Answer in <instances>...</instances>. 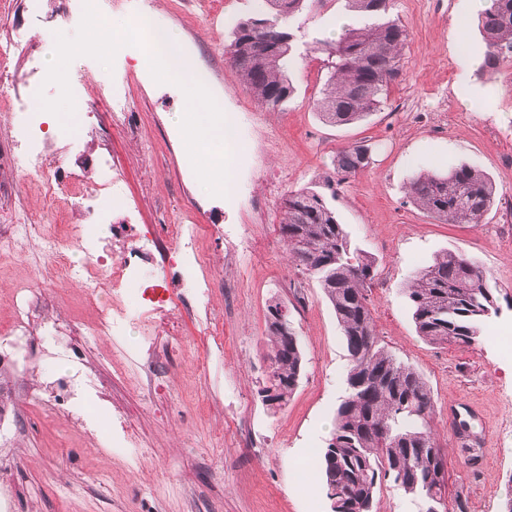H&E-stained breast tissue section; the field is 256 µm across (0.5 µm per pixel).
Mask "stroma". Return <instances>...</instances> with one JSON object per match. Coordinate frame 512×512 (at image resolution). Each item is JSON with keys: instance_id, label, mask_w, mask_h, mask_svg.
Segmentation results:
<instances>
[{"instance_id": "obj_1", "label": "stroma", "mask_w": 512, "mask_h": 512, "mask_svg": "<svg viewBox=\"0 0 512 512\" xmlns=\"http://www.w3.org/2000/svg\"><path fill=\"white\" fill-rule=\"evenodd\" d=\"M258 12V0H99V15L112 25L148 16L175 30L217 104L243 129L244 145L230 165L232 189L210 195L185 161V96L141 68L138 47H123L109 69L90 57L74 59L70 86L94 108L78 145L53 115L46 138L66 177L91 188L110 176L101 203L108 223L128 237L147 228L161 235L169 224L223 225V236L204 237L200 250L224 276L213 291L224 357L209 365V337L183 313L182 346L153 368L161 389L151 393L116 373L107 341L86 339L87 364L110 393L105 402L89 398L90 408L103 423L130 421L150 454L132 469L121 455L94 450L63 413L31 418L12 450L15 467L0 472L16 489L13 512H331L316 465L301 458L328 443L349 356L322 289L289 263L279 222L288 192L323 185L334 175L337 151L354 143L369 148L370 163L337 185L333 205L353 244L377 261L369 297L381 343L431 387L449 497L466 499L468 512H503L512 482V355L499 341L512 334V64L481 71L484 44L470 0H390L389 17L408 33L401 75L363 121L336 126L315 108L328 61L313 44L337 39V18L363 25L366 16L351 12L347 0H305L288 20L295 92L269 110L239 84L225 53L235 23ZM82 14L79 0L65 9L43 0L36 15L27 0L0 8V225L29 224L43 213L39 184L23 175L11 112L35 84L45 98L58 97V86L45 81L47 60L56 33L74 36ZM462 164L488 174L498 192L476 227L438 223L407 195L417 175ZM447 249L476 261L502 295L501 315L465 348L421 339L404 295L413 273ZM32 264L28 253L0 256V324L22 279L45 288L66 319L87 322L105 306L102 298L87 301L77 285H45ZM274 300L288 308L304 368L287 407L273 414L258 390ZM463 420L480 442L471 452L458 430ZM49 465L59 468L53 483L43 476ZM92 472L98 482H86Z\"/></svg>"}]
</instances>
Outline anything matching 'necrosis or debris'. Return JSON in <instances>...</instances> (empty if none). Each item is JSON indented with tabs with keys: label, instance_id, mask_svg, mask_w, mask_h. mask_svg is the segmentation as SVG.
Listing matches in <instances>:
<instances>
[{
	"label": "necrosis or debris",
	"instance_id": "obj_1",
	"mask_svg": "<svg viewBox=\"0 0 512 512\" xmlns=\"http://www.w3.org/2000/svg\"><path fill=\"white\" fill-rule=\"evenodd\" d=\"M38 113L21 115L22 137L27 146L24 171L39 181L45 209L54 212L65 188L61 176L50 173L51 154L46 140L37 139L34 129ZM203 229L198 224H170L165 235L148 231L128 241L120 253H112L90 224H5L0 226V252L13 253L30 239H38L46 278H64L81 285L87 300L105 296L110 304L99 310L91 322L63 320L53 314V305L41 289L26 283L12 290L10 318L0 328V347L12 365L0 371V447H13L22 433V420L11 399L14 392L25 395L34 414L65 412L82 432L99 444L116 445L129 464H140L148 452L134 428L127 423L113 427L98 422L85 407V396L107 400L106 386L90 368L77 342L78 337L98 336L107 340L123 338L129 329L139 332L138 343L124 350L121 364L152 359L159 345L154 317L169 314L172 300L168 285L179 280L183 308L191 310L200 324L213 329L211 313L215 275L207 274L197 241ZM79 245L86 254L84 265L72 264L69 250ZM66 357L72 373L66 381L30 383L32 367L49 372L54 359Z\"/></svg>",
	"mask_w": 512,
	"mask_h": 512
}]
</instances>
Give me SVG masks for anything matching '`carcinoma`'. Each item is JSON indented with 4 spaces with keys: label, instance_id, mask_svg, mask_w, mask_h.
<instances>
[{
    "label": "carcinoma",
    "instance_id": "carcinoma-1",
    "mask_svg": "<svg viewBox=\"0 0 512 512\" xmlns=\"http://www.w3.org/2000/svg\"><path fill=\"white\" fill-rule=\"evenodd\" d=\"M269 12L238 22L228 45L239 82L261 105L274 109L288 100L294 86L287 74L293 35L288 18L304 0H265ZM359 13L382 18L361 27L347 26L334 44H321L330 76L317 109L334 125L355 123L374 111L400 75L407 32L387 19L389 0H351ZM485 42L483 67L497 70L512 58V0H490L481 16ZM369 149L353 144L334 159L340 180L363 171ZM330 194L305 187L291 191L282 206L280 232L291 262L314 278L341 327L350 357L347 395L338 405L334 429L319 455L318 468L332 512H377L381 484L390 481L418 500L421 512H468L466 500L445 498L447 454L433 425L435 402L423 375L381 345L370 308L368 288L376 260L354 246L340 224ZM417 208L445 224L482 223L495 200V187L481 170L460 165L444 175L417 177L409 186ZM416 331L433 344L468 347L485 323L500 314L497 289L484 270L456 251L437 255L404 288ZM267 306L270 372L259 389L267 409L288 405L303 371L299 336L271 322L280 310Z\"/></svg>",
    "mask_w": 512,
    "mask_h": 512
}]
</instances>
